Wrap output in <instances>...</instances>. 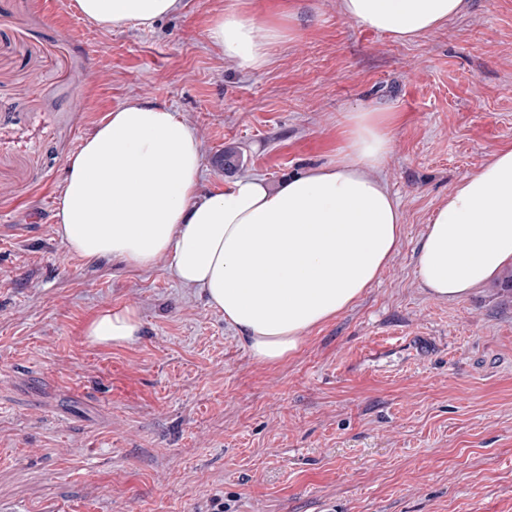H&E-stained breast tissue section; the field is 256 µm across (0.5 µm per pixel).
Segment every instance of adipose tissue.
Instances as JSON below:
<instances>
[{"instance_id":"1","label":"adipose tissue","mask_w":512,"mask_h":512,"mask_svg":"<svg viewBox=\"0 0 512 512\" xmlns=\"http://www.w3.org/2000/svg\"><path fill=\"white\" fill-rule=\"evenodd\" d=\"M107 30L149 27L182 0H76ZM465 0H341L363 29L412 42L441 29ZM292 0L266 19L227 0L205 35L242 67L294 32ZM342 144L325 163L278 185L261 176L203 191L200 141L178 112L132 98L109 112L66 161L57 233L69 253L148 268L166 257L179 282L223 314L262 363L282 362L311 330L336 318L382 274L403 236L399 204L374 177L391 150L390 113H346ZM512 267V145L463 177L433 211L416 276L429 296L457 299ZM141 333L135 307L107 308L86 324L94 343Z\"/></svg>"}]
</instances>
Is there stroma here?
Segmentation results:
<instances>
[{
  "label": "stroma",
  "mask_w": 512,
  "mask_h": 512,
  "mask_svg": "<svg viewBox=\"0 0 512 512\" xmlns=\"http://www.w3.org/2000/svg\"><path fill=\"white\" fill-rule=\"evenodd\" d=\"M226 0L109 31L75 0H0V503L21 512H512V292L444 301L415 275L429 217L512 144V0L408 43L295 0L263 69L204 33ZM179 112L203 190L328 160L345 113L398 117L382 174L404 234L379 280L275 364L167 259L68 252L66 160L128 99ZM234 152L238 167L222 159ZM131 305L128 345L86 340ZM141 333L138 310L129 305L107 308L86 324L84 336L98 344L123 345L134 342Z\"/></svg>",
  "instance_id": "35a3bbf8"
}]
</instances>
